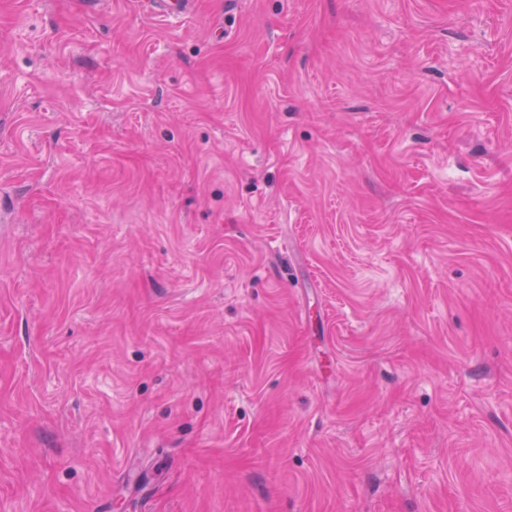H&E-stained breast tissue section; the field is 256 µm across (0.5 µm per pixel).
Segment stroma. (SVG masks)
Here are the masks:
<instances>
[{
	"instance_id": "obj_1",
	"label": "stroma",
	"mask_w": 512,
	"mask_h": 512,
	"mask_svg": "<svg viewBox=\"0 0 512 512\" xmlns=\"http://www.w3.org/2000/svg\"><path fill=\"white\" fill-rule=\"evenodd\" d=\"M0 512H512V0H0Z\"/></svg>"
}]
</instances>
